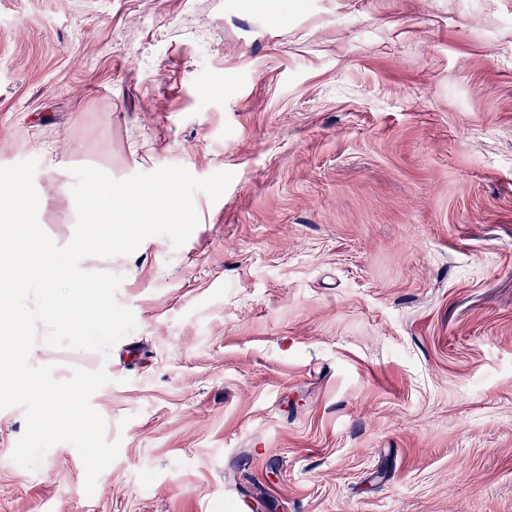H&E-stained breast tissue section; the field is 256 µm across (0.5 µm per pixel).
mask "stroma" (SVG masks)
Returning <instances> with one entry per match:
<instances>
[{"mask_svg": "<svg viewBox=\"0 0 512 512\" xmlns=\"http://www.w3.org/2000/svg\"><path fill=\"white\" fill-rule=\"evenodd\" d=\"M512 0H0V166L234 178L89 256L135 330L31 351L119 455L86 494L0 410V512H512Z\"/></svg>", "mask_w": 512, "mask_h": 512, "instance_id": "obj_1", "label": "stroma"}]
</instances>
